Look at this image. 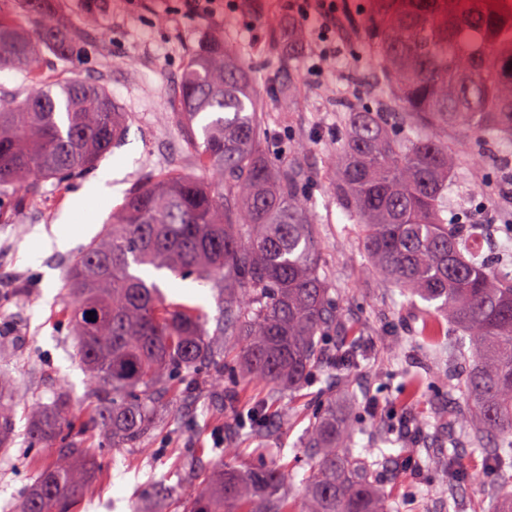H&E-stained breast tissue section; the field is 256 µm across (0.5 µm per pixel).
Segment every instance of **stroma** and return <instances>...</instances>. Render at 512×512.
<instances>
[{"mask_svg":"<svg viewBox=\"0 0 512 512\" xmlns=\"http://www.w3.org/2000/svg\"><path fill=\"white\" fill-rule=\"evenodd\" d=\"M39 2L64 29L80 32L79 52L66 61L45 54L34 76L0 69V101L22 103L36 79L52 84L78 77L102 84L120 111L126 112L129 125L113 153L81 177L61 186L43 182L33 193L23 187L0 191V370L13 381L16 412L13 445L0 452V507L13 503L32 484L38 466L50 456L49 450L28 445L30 403L51 404L61 390L69 395L72 412H80L92 401L89 378L74 359L73 342L61 324L68 265L145 177L199 170L195 152L178 129L177 96L192 51L215 35L223 36L249 68L251 90L262 105L269 156L277 167L300 175V191L313 215L324 271L333 287L345 291L348 328L372 352L351 373L349 387L337 388L338 412L372 426L417 415L429 422L430 440L447 436L458 401L439 396L432 382L443 376L456 378L465 366L444 348L399 350L397 337L417 336L423 322L431 320L432 310L371 270L362 225L336 202L332 159L342 143L347 111L390 109L379 94L380 80L370 50L355 26L368 0H340L336 54L316 72L310 65L316 60L318 43L307 34L293 45L283 34L284 0H238L235 12L209 16L190 14L183 0ZM297 143L303 145L302 153H292ZM448 148L458 161L448 191L449 213L484 215L494 226L490 246L512 239V181L503 177L499 153L489 144L454 133L448 136ZM107 170L116 174L111 195L88 199L72 220L77 247L62 252L50 246L62 215ZM476 182L487 184L486 197L471 195ZM159 282L168 300L203 310L210 324L221 321L224 304L214 291L193 295L184 290L182 280L167 273ZM398 360L406 373L423 378L414 394L381 386L385 371ZM335 374L330 364H322L307 384L271 409L265 406V383L240 379L233 385L238 396L233 411L225 407L223 394L211 391L206 378H199L193 400L169 401L166 422L150 440L149 451L102 449L103 479L89 489L76 512H182L195 484L177 485L163 501L154 499V484L179 463H209L212 448L223 445L236 412L260 408L267 418L278 420L277 443L286 453L263 458L247 451L237 463L286 465L288 492L296 512H302L303 486L311 464L299 443ZM354 388L377 395L378 406L371 416H362L354 405L350 397ZM400 438V445L387 449L378 475L387 501L400 499L405 488L413 485L417 494L407 512H444L447 490L418 479L403 466V458L414 447V436L404 432ZM454 465L463 475L457 492L460 512H490L493 479L483 448L460 442Z\"/></svg>","mask_w":512,"mask_h":512,"instance_id":"35a3bbf8","label":"stroma"}]
</instances>
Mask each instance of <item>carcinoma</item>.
Segmentation results:
<instances>
[{"label": "carcinoma", "mask_w": 512, "mask_h": 512, "mask_svg": "<svg viewBox=\"0 0 512 512\" xmlns=\"http://www.w3.org/2000/svg\"><path fill=\"white\" fill-rule=\"evenodd\" d=\"M500 2L379 0L363 34L393 111L350 112L333 164L336 201L363 224L372 269L461 334L460 355L472 368L448 385L461 394L457 424L488 443L496 512H512V271L473 251L470 239L485 225L451 220L444 205L456 168L448 132L512 142V10ZM77 39L27 5L1 14L0 67L33 74L47 52L68 58ZM258 112L231 47L212 37L192 53L177 119L205 176L146 179L69 265L63 317L95 401L83 421L70 415L64 391L49 407L29 406L31 447L53 457L13 512H71L99 475V449H144L161 404L194 389L202 371L224 388L214 336L239 348L242 374L271 385L273 402L321 363L344 379L367 358L343 326V293L322 273L296 177L269 159ZM126 122L103 87L78 78L36 86L20 105L0 103V190L83 174L115 148ZM155 271L211 285L224 297V321L211 330L198 310L168 301ZM87 425L98 440L76 431ZM14 426L0 371V450L12 445ZM235 428L244 441L263 436L255 411ZM394 432L338 416L336 397L326 396L301 443L312 462L303 512H386L374 462L351 445L365 436L369 453L393 444ZM213 452L208 476L185 470L199 488L184 512H293L279 467L236 466L234 440ZM409 463L450 486L457 479L453 462L420 448Z\"/></svg>", "instance_id": "obj_1"}]
</instances>
